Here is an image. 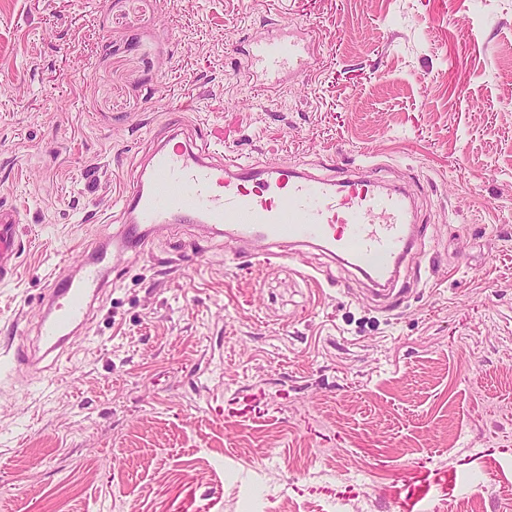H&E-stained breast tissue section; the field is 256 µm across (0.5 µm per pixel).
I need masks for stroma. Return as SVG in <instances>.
Returning a JSON list of instances; mask_svg holds the SVG:
<instances>
[{"mask_svg": "<svg viewBox=\"0 0 512 512\" xmlns=\"http://www.w3.org/2000/svg\"><path fill=\"white\" fill-rule=\"evenodd\" d=\"M319 31L267 96L236 49ZM229 155L417 192L389 310L307 248L162 232L40 376L52 281L175 111ZM0 512H512V0H0ZM21 218L13 209L0 208V282L13 278L20 252Z\"/></svg>", "mask_w": 512, "mask_h": 512, "instance_id": "stroma-1", "label": "stroma"}]
</instances>
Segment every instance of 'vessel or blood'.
Here are the masks:
<instances>
[{"label": "vessel or blood", "instance_id": "1", "mask_svg": "<svg viewBox=\"0 0 512 512\" xmlns=\"http://www.w3.org/2000/svg\"><path fill=\"white\" fill-rule=\"evenodd\" d=\"M314 26L257 35L239 50L254 88L269 93L312 72ZM168 140L154 146L136 184L121 196L124 224L107 239L85 246L90 263L80 276L54 281L39 327L43 358L59 359L84 328L89 299L106 279V256L151 253L162 229L189 221L212 239L258 242L256 260L292 258L303 249L324 251L375 287L389 286L420 244L411 197L366 171L322 178L282 164L254 162L216 151L203 124L173 120ZM21 218L0 208V282L13 278L20 252Z\"/></svg>", "mask_w": 512, "mask_h": 512}]
</instances>
